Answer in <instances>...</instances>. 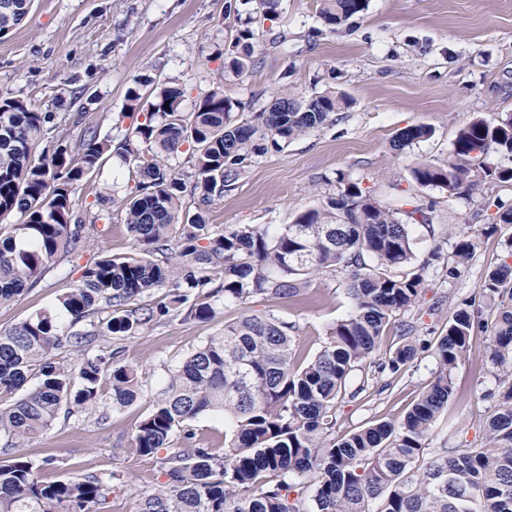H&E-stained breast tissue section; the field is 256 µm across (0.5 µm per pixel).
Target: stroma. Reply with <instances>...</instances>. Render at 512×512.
<instances>
[{"label":"stroma","mask_w":512,"mask_h":512,"mask_svg":"<svg viewBox=\"0 0 512 512\" xmlns=\"http://www.w3.org/2000/svg\"><path fill=\"white\" fill-rule=\"evenodd\" d=\"M224 0H33L24 22L0 38V97H18L38 111L55 114L43 148L75 146L82 130L68 115L86 113L101 134L121 138L124 97L134 76L148 74L166 86L184 88L183 108L214 86L260 111L289 85L297 95L332 89L352 100L334 121L293 141L283 152L255 160L236 188L212 206L214 224H289L301 212L321 206L345 183L355 182L376 199L401 205L407 199L431 205L430 221L412 227L418 260L434 244L451 258L457 235L478 239L479 247L456 277L430 267L419 303L397 314L381 352L399 340L398 326L414 335L436 336L463 304L482 306L488 271L512 264V224L498 221L512 209V182L476 176L468 193L448 196L417 189L411 170L419 162L446 164L460 128L472 119L512 114V0H368L367 10L329 29L316 0H278L262 20L254 71L238 76L224 69ZM433 127L430 139L402 150L392 141L405 127ZM134 186L127 164L112 159L75 191L77 215L98 205L105 190L123 197ZM123 256L134 239L120 211L105 234L88 231L81 258L64 257L32 288L0 307V331L54 308L60 295L79 283L82 268L97 252ZM344 274L313 276L304 294L285 303L260 300L294 324L295 348L311 359L325 342V329L351 311ZM239 307L223 306L202 321L179 315L138 336H102L96 354H117L137 368L143 394L133 404L112 406L109 383L102 402L80 416H62L23 452L41 476L51 480L87 472L112 476L111 512H134L137 500L163 482L160 458L139 455L135 433L169 374ZM476 333L464 362L452 372L455 398L438 420L430 448L448 444L456 426L463 442H481L496 370ZM437 362L425 352L391 378L388 390H368L336 408V432L345 434L380 419L403 416L433 379Z\"/></svg>","instance_id":"obj_1"}]
</instances>
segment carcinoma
Wrapping results in <instances>:
<instances>
[{"label": "carcinoma", "instance_id": "cac0c4a2", "mask_svg": "<svg viewBox=\"0 0 512 512\" xmlns=\"http://www.w3.org/2000/svg\"><path fill=\"white\" fill-rule=\"evenodd\" d=\"M367 7L368 0H319L330 28ZM27 14L25 0H15L0 14V35ZM255 39L248 27L235 30L225 53L231 71L253 67ZM184 96L181 87L158 88L151 76L137 75L125 93L134 125L119 142L88 126L76 152L58 146L39 154L53 115L20 98L0 99V217L20 219L0 227V306L37 283L59 254L78 255L85 226L101 221L103 233L112 223L109 211L75 216L74 185L114 154L135 176V189L120 204L135 252L97 258L84 267L80 284L59 297L58 309L0 332V399L37 380L0 406V436L10 439L5 450L50 429L63 411L86 412L101 399L104 378L114 407L141 396L135 367L87 354L100 333L136 336L184 311L210 320L222 300L244 313L170 375L138 425V452L166 455L165 482L139 498L135 512H512V265L487 274L488 311L459 307L445 332L429 338L404 328L400 344L376 357L392 318L417 304L424 273L441 259L435 246L416 263L411 223H427L424 207L391 208L349 182L291 224L209 221L210 207L235 189L256 158L333 120L349 100L334 91L299 97L285 87L241 120L244 103L222 86L191 112L182 107ZM432 134L426 125L406 127L395 147ZM182 150L190 163L184 178L169 163ZM491 150L512 157L511 115L460 129L448 162H420L412 180L421 189L460 195ZM477 248L472 238L456 242L448 276H457ZM336 271L345 275L352 311L329 328L322 350L299 364L293 326L248 304L258 296L288 301L301 295L310 275ZM162 289L164 300L142 302ZM83 322L88 329L71 331ZM479 329L500 372L498 389L485 394L492 404L484 441L429 452L426 441L455 395L451 373ZM66 343L83 352L74 370L54 361L53 351ZM430 349L438 373L403 417L335 436L338 401L358 397ZM356 371L365 376L349 392ZM206 414L224 417V447L196 441L188 428ZM112 492L110 476L45 481L23 454L0 463V512H110Z\"/></svg>", "mask_w": 512, "mask_h": 512}]
</instances>
